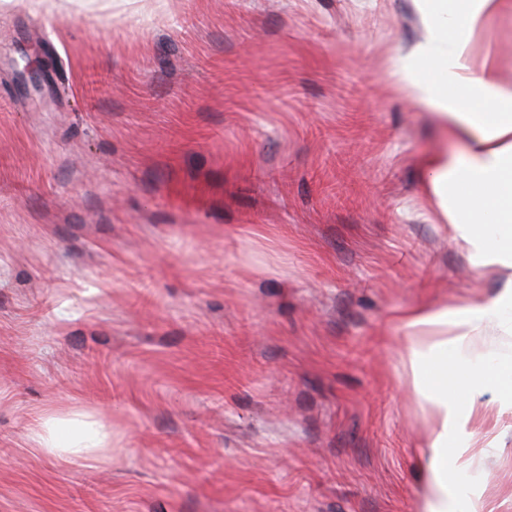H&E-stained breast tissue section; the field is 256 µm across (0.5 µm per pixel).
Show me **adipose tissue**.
<instances>
[{
  "instance_id": "obj_1",
  "label": "adipose tissue",
  "mask_w": 512,
  "mask_h": 512,
  "mask_svg": "<svg viewBox=\"0 0 512 512\" xmlns=\"http://www.w3.org/2000/svg\"><path fill=\"white\" fill-rule=\"evenodd\" d=\"M427 35L396 73L410 95L430 107L434 121L466 146L465 159L438 151L423 163L424 190L435 214L481 273L507 271L493 298L464 305H419L400 321L412 337L407 350L415 388L431 422L426 488L417 512H461L448 473L469 448L473 433L470 398L493 385L512 400V364L492 374L478 372L462 350L484 326L503 320L512 326V88L502 86L491 66H473L468 34L494 19L504 0H465L461 10L448 0H424ZM426 70L423 78L415 69ZM495 102L492 120H480L477 104ZM44 456L98 462L111 452V436L91 423L63 426L44 421L36 434Z\"/></svg>"
}]
</instances>
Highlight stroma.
Returning a JSON list of instances; mask_svg holds the SVG:
<instances>
[{
	"label": "stroma",
	"mask_w": 512,
	"mask_h": 512,
	"mask_svg": "<svg viewBox=\"0 0 512 512\" xmlns=\"http://www.w3.org/2000/svg\"><path fill=\"white\" fill-rule=\"evenodd\" d=\"M57 4L0 0V512H415L429 416L398 317L502 282L422 188L463 144L386 76L417 0ZM470 56L512 85L511 12ZM465 353L490 370L512 335ZM474 403L450 483L512 512V409ZM77 414L110 460L35 451Z\"/></svg>",
	"instance_id": "stroma-1"
}]
</instances>
